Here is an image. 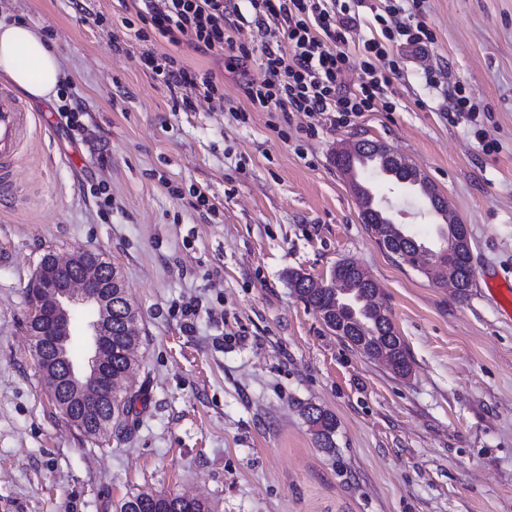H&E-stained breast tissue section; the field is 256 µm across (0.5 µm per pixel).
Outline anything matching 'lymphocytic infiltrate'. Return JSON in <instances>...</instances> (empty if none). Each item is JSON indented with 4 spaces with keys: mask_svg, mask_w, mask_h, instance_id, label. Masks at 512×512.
I'll use <instances>...</instances> for the list:
<instances>
[{
    "mask_svg": "<svg viewBox=\"0 0 512 512\" xmlns=\"http://www.w3.org/2000/svg\"><path fill=\"white\" fill-rule=\"evenodd\" d=\"M247 26L231 23L234 0H132L135 19L125 20L136 39L161 37L173 46L188 44L204 53L227 52L231 66L257 62L260 78L244 85L251 111L295 112L308 119L303 130L315 135L328 121L350 124L365 112L392 111L386 92L398 71L377 40L364 43V77L350 87L352 66L343 51L358 25L347 0H248ZM142 66L169 87L197 90L212 99L221 86L212 77L187 68L175 55L144 51Z\"/></svg>",
    "mask_w": 512,
    "mask_h": 512,
    "instance_id": "f902f5d3",
    "label": "lymphocytic infiltrate"
}]
</instances>
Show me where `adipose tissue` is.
I'll return each mask as SVG.
<instances>
[{"instance_id":"1","label":"adipose tissue","mask_w":512,"mask_h":512,"mask_svg":"<svg viewBox=\"0 0 512 512\" xmlns=\"http://www.w3.org/2000/svg\"><path fill=\"white\" fill-rule=\"evenodd\" d=\"M0 76L28 98L47 101L56 96L64 72L35 26L0 17Z\"/></svg>"}]
</instances>
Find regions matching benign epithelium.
<instances>
[{
  "mask_svg": "<svg viewBox=\"0 0 512 512\" xmlns=\"http://www.w3.org/2000/svg\"><path fill=\"white\" fill-rule=\"evenodd\" d=\"M371 151L376 156L396 160L384 143L359 139L340 148L338 154L352 155ZM448 245L435 255L434 279L458 287L453 274L457 261L470 256L466 225L448 218ZM125 284L115 267L89 249H77L61 258L49 255L39 263L34 277L37 295L30 302L29 336L33 355L47 383L49 395L61 415L76 424L90 438L99 432L87 427L95 407L103 399H112L118 381L112 378V290ZM351 290L346 273L336 272V311L352 316L356 332H361L362 319L350 303ZM78 306L95 311L84 328L88 352L80 361L68 352L73 335V314Z\"/></svg>",
  "mask_w": 512,
  "mask_h": 512,
  "instance_id": "benign-epithelium-1",
  "label": "benign epithelium"
}]
</instances>
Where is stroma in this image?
Instances as JSON below:
<instances>
[{"label": "stroma", "instance_id": "stroma-1", "mask_svg": "<svg viewBox=\"0 0 512 512\" xmlns=\"http://www.w3.org/2000/svg\"><path fill=\"white\" fill-rule=\"evenodd\" d=\"M434 41L387 43L400 71L392 112L299 131L301 114L249 112L245 78L223 55L157 40L209 74L223 100L182 97L139 57L119 0H0L57 51L83 103L61 127L58 100L27 102L28 143L0 200V512H115L138 492H188L215 512H512V319L485 297L489 272L512 277V0H420ZM345 46L359 83L363 44L396 23L387 0H360ZM101 23H93V15ZM435 70L438 86L427 81ZM464 85L477 123L445 92ZM388 145L468 225L467 298L387 252L359 218L337 169L343 142ZM492 142L483 151L481 141ZM103 184V206L90 192ZM208 207H196L194 191ZM396 220L437 241L426 202L381 186ZM102 252L139 316L133 411L106 442L53 405L32 355L29 299L48 252ZM361 266L412 365L402 379L332 333L288 282ZM335 415L319 447L303 415Z\"/></svg>", "mask_w": 512, "mask_h": 512}]
</instances>
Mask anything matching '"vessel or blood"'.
<instances>
[{
    "instance_id": "vessel-or-blood-1",
    "label": "vessel or blood",
    "mask_w": 512,
    "mask_h": 512,
    "mask_svg": "<svg viewBox=\"0 0 512 512\" xmlns=\"http://www.w3.org/2000/svg\"><path fill=\"white\" fill-rule=\"evenodd\" d=\"M29 119L22 101L0 86V192L11 190L16 164L27 138ZM485 286L502 312L512 318V281L489 278Z\"/></svg>"
}]
</instances>
